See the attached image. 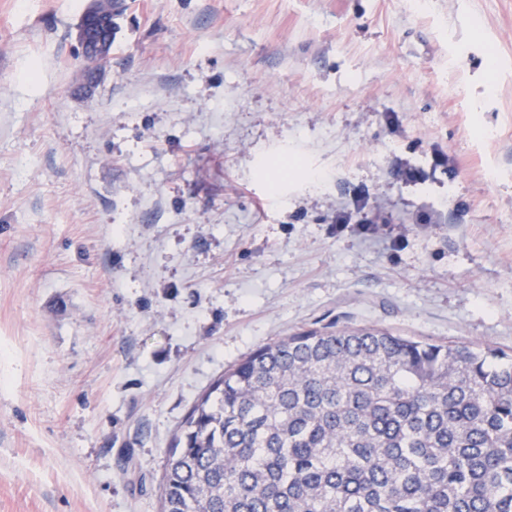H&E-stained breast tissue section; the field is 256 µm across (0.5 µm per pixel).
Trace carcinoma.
Here are the masks:
<instances>
[{"label": "carcinoma", "instance_id": "cac0c4a2", "mask_svg": "<svg viewBox=\"0 0 512 512\" xmlns=\"http://www.w3.org/2000/svg\"><path fill=\"white\" fill-rule=\"evenodd\" d=\"M168 456L159 512H512V359L302 331L231 365Z\"/></svg>", "mask_w": 512, "mask_h": 512}]
</instances>
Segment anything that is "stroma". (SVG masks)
<instances>
[{
    "instance_id": "obj_1",
    "label": "stroma",
    "mask_w": 512,
    "mask_h": 512,
    "mask_svg": "<svg viewBox=\"0 0 512 512\" xmlns=\"http://www.w3.org/2000/svg\"><path fill=\"white\" fill-rule=\"evenodd\" d=\"M90 2L0 0V512H158L198 396L297 332L512 354V0H118L96 71ZM359 193L399 246L337 230ZM105 13L92 11L83 17L85 41L79 46L84 58L96 64L107 60L112 50V35Z\"/></svg>"
}]
</instances>
